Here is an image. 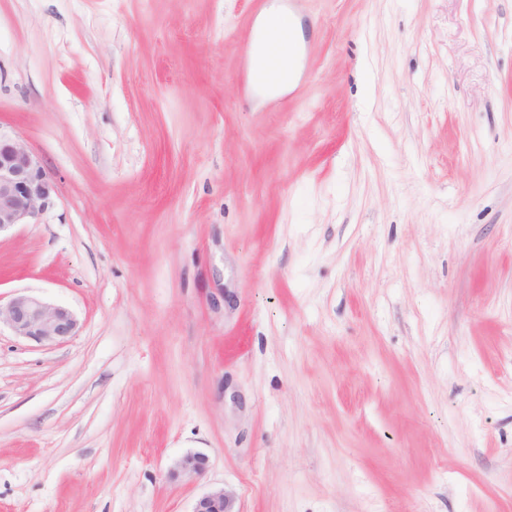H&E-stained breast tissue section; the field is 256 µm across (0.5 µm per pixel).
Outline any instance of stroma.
I'll list each match as a JSON object with an SVG mask.
<instances>
[{
	"mask_svg": "<svg viewBox=\"0 0 512 512\" xmlns=\"http://www.w3.org/2000/svg\"><path fill=\"white\" fill-rule=\"evenodd\" d=\"M0 137V512H512V0H0ZM284 25L292 30V41L287 40L290 39V33L287 31L282 32V38L284 40L281 38V26ZM298 36L299 32L295 17L288 16V13L283 11H272L266 16L258 29L259 40L252 50L255 69L260 67L262 62V50L265 45L269 43L277 46L283 58L290 60V68L283 73L269 76L271 73L275 72L278 67L276 51L274 48H270L266 53L265 66L254 73V77L257 81L269 76L266 80L259 82V84L263 85L259 87L260 89L268 92L270 90L284 88L291 82L296 71L295 47L298 44ZM55 196V183L28 146L0 137V235L37 223ZM2 322L15 336L48 346L68 342L79 329L70 309L25 293L14 295L4 306L0 303ZM208 467V457L201 452H189L182 456L176 465V472L188 476H200ZM193 512H238L235 499L222 489H214L200 497Z\"/></svg>",
	"mask_w": 512,
	"mask_h": 512,
	"instance_id": "obj_1",
	"label": "stroma"
}]
</instances>
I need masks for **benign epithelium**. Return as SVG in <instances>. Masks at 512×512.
Returning <instances> with one entry per match:
<instances>
[{"label":"benign epithelium","instance_id":"7a95c632","mask_svg":"<svg viewBox=\"0 0 512 512\" xmlns=\"http://www.w3.org/2000/svg\"><path fill=\"white\" fill-rule=\"evenodd\" d=\"M56 185L38 158L21 140L0 139V234L21 224H35L54 205ZM20 338L43 345L68 342L79 329L76 315L68 308L44 298L19 293L0 305V323ZM208 457L189 452L176 465V472L200 476ZM193 512H237L235 499L223 489L200 497Z\"/></svg>","mask_w":512,"mask_h":512}]
</instances>
